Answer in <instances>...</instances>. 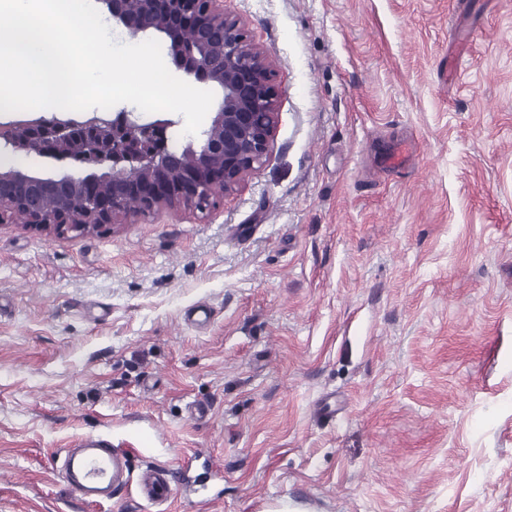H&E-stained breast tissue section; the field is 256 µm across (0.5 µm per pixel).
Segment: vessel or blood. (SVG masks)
I'll return each instance as SVG.
<instances>
[{
	"instance_id": "vessel-or-blood-1",
	"label": "vessel or blood",
	"mask_w": 512,
	"mask_h": 512,
	"mask_svg": "<svg viewBox=\"0 0 512 512\" xmlns=\"http://www.w3.org/2000/svg\"><path fill=\"white\" fill-rule=\"evenodd\" d=\"M64 477L81 501L100 504L111 501L114 493L125 487L129 471L124 454L112 447L110 435L79 439L64 460ZM188 464L174 468L155 467L142 473L138 489L149 504L168 503L186 488L203 486Z\"/></svg>"
}]
</instances>
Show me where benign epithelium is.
I'll return each instance as SVG.
<instances>
[{"label":"benign epithelium","mask_w":512,"mask_h":512,"mask_svg":"<svg viewBox=\"0 0 512 512\" xmlns=\"http://www.w3.org/2000/svg\"><path fill=\"white\" fill-rule=\"evenodd\" d=\"M132 38L167 39L175 67L222 91L219 108L200 137L169 147L172 121H142L130 112L82 119L40 116L0 132V153L20 147L77 164L89 173L37 176L0 169V223L21 217L35 228L84 234L131 215L165 208L205 213L216 192L237 191L269 151L278 121L275 71L224 0H103Z\"/></svg>","instance_id":"7a95c632"}]
</instances>
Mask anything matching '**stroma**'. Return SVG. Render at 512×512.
<instances>
[{
	"instance_id": "stroma-1",
	"label": "stroma",
	"mask_w": 512,
	"mask_h": 512,
	"mask_svg": "<svg viewBox=\"0 0 512 512\" xmlns=\"http://www.w3.org/2000/svg\"><path fill=\"white\" fill-rule=\"evenodd\" d=\"M224 8L278 87L238 191L0 224V512H512V0ZM101 433L221 477L83 504Z\"/></svg>"
}]
</instances>
